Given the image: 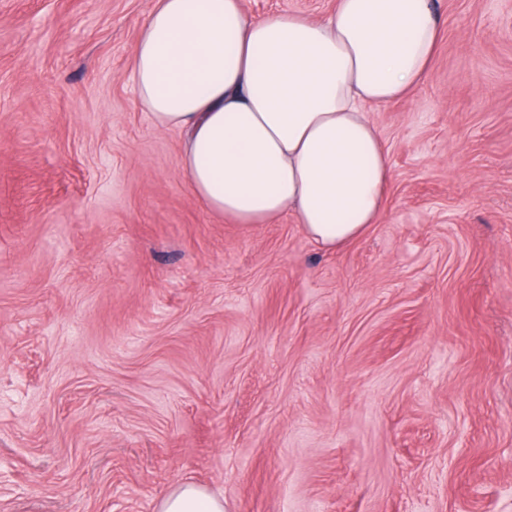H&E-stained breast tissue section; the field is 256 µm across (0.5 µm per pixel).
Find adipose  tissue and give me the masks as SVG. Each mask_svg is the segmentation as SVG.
Returning <instances> with one entry per match:
<instances>
[{
    "label": "adipose tissue",
    "mask_w": 512,
    "mask_h": 512,
    "mask_svg": "<svg viewBox=\"0 0 512 512\" xmlns=\"http://www.w3.org/2000/svg\"><path fill=\"white\" fill-rule=\"evenodd\" d=\"M440 34L432 0H336L330 14L248 17L241 0H155L138 99L177 131L196 198L235 224L293 213L333 249L378 223L392 177L371 107L413 95ZM158 512H224L196 484Z\"/></svg>",
    "instance_id": "ef3b65f1"
}]
</instances>
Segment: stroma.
Here are the masks:
<instances>
[{
	"mask_svg": "<svg viewBox=\"0 0 512 512\" xmlns=\"http://www.w3.org/2000/svg\"><path fill=\"white\" fill-rule=\"evenodd\" d=\"M152 4L0 0V512H512V0H436L333 250L193 195L135 92ZM158 512H224V499L185 482L170 491L161 501Z\"/></svg>",
	"mask_w": 512,
	"mask_h": 512,
	"instance_id": "1",
	"label": "stroma"
}]
</instances>
